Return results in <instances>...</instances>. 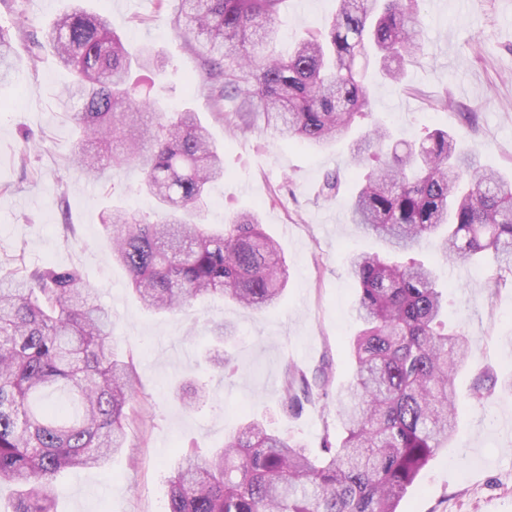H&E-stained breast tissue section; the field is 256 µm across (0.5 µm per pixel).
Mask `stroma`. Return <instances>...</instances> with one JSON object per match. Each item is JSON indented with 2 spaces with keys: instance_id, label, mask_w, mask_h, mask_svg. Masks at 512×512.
<instances>
[{
  "instance_id": "obj_1",
  "label": "stroma",
  "mask_w": 512,
  "mask_h": 512,
  "mask_svg": "<svg viewBox=\"0 0 512 512\" xmlns=\"http://www.w3.org/2000/svg\"><path fill=\"white\" fill-rule=\"evenodd\" d=\"M72 3L0 0V26L15 34L18 66L11 81L0 83V266L76 269L98 289L112 316L113 345L137 379L125 447L102 467L65 473L57 512H165L168 479L182 449L209 454L247 420H261L312 450L324 433L340 434L336 394L352 380L349 342L358 330L348 258L383 246L352 224L343 201L316 196L326 172L347 170L348 142L318 151L273 136L259 121L246 134L230 135L225 115L235 104L216 112L199 59L171 24L173 7L83 0L122 40L150 44L167 59L166 104L197 112L223 147L227 173L209 190L203 223L258 210L292 274L281 301L262 314L220 300L173 313L144 309L109 255L99 214L117 202L150 215L155 203L139 192L135 167L107 170L97 180L81 177L71 161L74 127L58 106L72 75L45 42L54 19ZM335 8L336 0H284L277 19L281 50L324 26ZM418 18L422 55L398 83L369 68V106L355 131L379 121L411 140L443 128L462 146L477 148L483 164L512 175V0H422ZM188 80L194 90L186 95ZM442 92L447 109H431L429 95ZM467 110L477 115L474 125L462 118ZM413 257L436 268L448 320L468 336L474 360L454 379L463 398L456 435L429 460L398 512H512V391L501 386L480 405L465 400L479 369H490L501 383L512 379V286L491 287L497 269L490 257L455 265L430 245ZM214 320L235 328L224 344L237 364L234 374L204 363ZM288 362L306 373L312 391L296 414L280 402ZM190 386L210 391L195 410L175 395Z\"/></svg>"
}]
</instances>
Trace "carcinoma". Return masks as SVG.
Instances as JSON below:
<instances>
[{
	"label": "carcinoma",
	"instance_id": "carcinoma-1",
	"mask_svg": "<svg viewBox=\"0 0 512 512\" xmlns=\"http://www.w3.org/2000/svg\"><path fill=\"white\" fill-rule=\"evenodd\" d=\"M283 0H179L172 25L194 40L216 109L238 99L229 126L253 119L281 138L323 150L347 137L368 106L363 71L395 81L421 51V0H336L333 20L284 59L278 37ZM47 44L74 75L60 100L80 131L73 161L92 179L136 165L139 190L157 219L122 206L101 213L112 261L124 267L142 305L176 311L208 298L261 311L290 281L280 246L245 211L225 224L200 222L224 155L195 112L158 111L143 87L158 86L166 62L150 45L129 51L107 20L74 6ZM13 35L0 26V81L11 76ZM351 159H386L354 180L353 223L387 253L349 258L362 329L350 343L354 378L337 395L345 432L310 455L299 441L255 420L213 456L189 449L169 479L166 512H396L421 470L455 432L453 376L469 357L462 330L444 321L433 268L398 255L427 238L444 259L472 264L491 255L512 274V178L483 167L457 136L436 128L398 140L374 126L350 142ZM345 173H327L318 195L337 198ZM112 321L97 289L75 270H0V484L17 487L13 512H53L58 475L98 467L123 448L136 388L112 345ZM497 380L484 375L469 401L483 403ZM64 399L54 398L55 393ZM309 382L285 366L281 399L292 413Z\"/></svg>",
	"mask_w": 512,
	"mask_h": 512
}]
</instances>
